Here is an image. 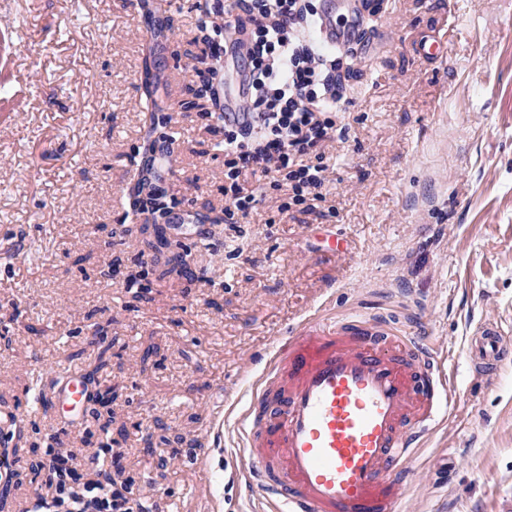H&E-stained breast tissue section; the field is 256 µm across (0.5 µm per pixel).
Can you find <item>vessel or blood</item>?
<instances>
[{"label": "vessel or blood", "instance_id": "vessel-or-blood-1", "mask_svg": "<svg viewBox=\"0 0 512 512\" xmlns=\"http://www.w3.org/2000/svg\"><path fill=\"white\" fill-rule=\"evenodd\" d=\"M319 36L351 39L335 7L324 8ZM463 354L477 375H493L512 364V338L486 321ZM89 395L83 377L59 384L66 424L84 422ZM453 400L441 360L403 325L363 313L305 319L279 337L240 415L237 477L267 512H401L408 463Z\"/></svg>", "mask_w": 512, "mask_h": 512}]
</instances>
